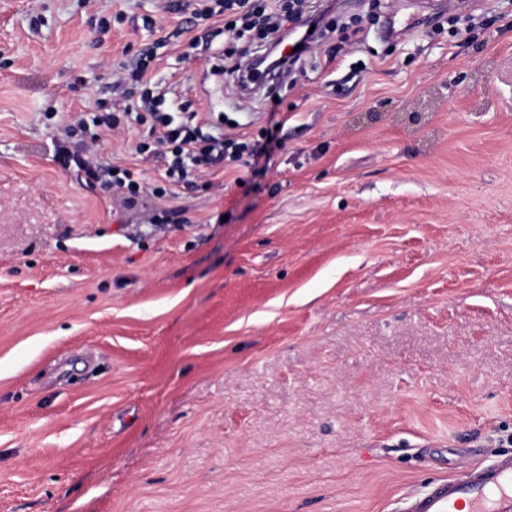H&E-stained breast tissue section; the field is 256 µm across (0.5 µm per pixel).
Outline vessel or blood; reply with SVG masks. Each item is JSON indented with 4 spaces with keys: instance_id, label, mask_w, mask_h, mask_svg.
<instances>
[{
    "instance_id": "vessel-or-blood-1",
    "label": "vessel or blood",
    "mask_w": 512,
    "mask_h": 512,
    "mask_svg": "<svg viewBox=\"0 0 512 512\" xmlns=\"http://www.w3.org/2000/svg\"><path fill=\"white\" fill-rule=\"evenodd\" d=\"M408 512H512V458L435 484Z\"/></svg>"
}]
</instances>
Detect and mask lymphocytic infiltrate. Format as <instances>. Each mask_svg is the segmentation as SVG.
I'll return each instance as SVG.
<instances>
[{
	"label": "lymphocytic infiltrate",
	"mask_w": 512,
	"mask_h": 512,
	"mask_svg": "<svg viewBox=\"0 0 512 512\" xmlns=\"http://www.w3.org/2000/svg\"><path fill=\"white\" fill-rule=\"evenodd\" d=\"M234 0L222 8L202 6L200 0L189 5L192 26H204L203 35L191 37V48L209 54L217 75L237 78L241 88H249L243 53L237 44L246 36L271 39L286 23L304 27V20L292 16L284 0H253L241 22H223V10L233 9ZM166 40L139 53L132 68L117 74L110 86V98L101 100L94 112H65L58 119L68 137L80 139L79 149L58 142L55 156L62 167L83 174L86 182L99 184L121 196L133 207L145 197L171 198L176 188L192 189L201 174L223 167L225 161L248 156L250 160L269 159L277 147L272 131L261 130L256 140L233 139L225 135L223 123L209 120L205 113L192 110L179 92L177 83L156 79L154 63ZM147 133L134 147L142 160L163 158L166 167L159 178H147L144 171L112 163L101 144L106 136L123 133L133 126Z\"/></svg>",
	"instance_id": "obj_1"
}]
</instances>
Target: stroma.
<instances>
[{"label": "stroma", "instance_id": "1", "mask_svg": "<svg viewBox=\"0 0 512 512\" xmlns=\"http://www.w3.org/2000/svg\"><path fill=\"white\" fill-rule=\"evenodd\" d=\"M177 2L0 0V512H405L512 455V0H307L277 107L179 38L156 74L281 147L148 224L47 115Z\"/></svg>", "mask_w": 512, "mask_h": 512}]
</instances>
